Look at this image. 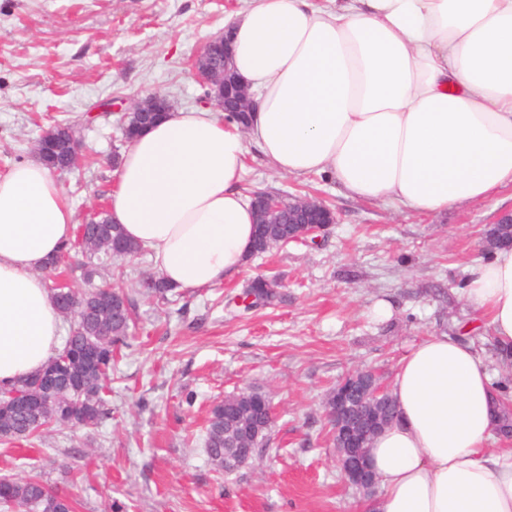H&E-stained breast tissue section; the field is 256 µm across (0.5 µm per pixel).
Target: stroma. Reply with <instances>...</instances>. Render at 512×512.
<instances>
[{"label": "stroma", "mask_w": 512, "mask_h": 512, "mask_svg": "<svg viewBox=\"0 0 512 512\" xmlns=\"http://www.w3.org/2000/svg\"><path fill=\"white\" fill-rule=\"evenodd\" d=\"M242 0H0V174L35 159L43 131L64 121L87 162L59 176L81 224L106 207L128 144L121 118L134 99L167 96L200 108L192 62ZM245 195H309L336 215L323 238L252 257L235 277L181 292L168 305L144 294L146 253L120 286L137 327L112 372L111 413L40 439L0 442V478L40 477L76 512H360L364 497L336 465L324 402L347 373L392 384L423 337L472 323L468 269L485 259L484 229L512 209V189L432 215L346 197L328 174H280L249 147ZM279 296L247 309L257 276ZM392 306L374 317L377 301ZM247 389L269 399L275 422L253 465L227 474L204 447L213 405Z\"/></svg>", "instance_id": "stroma-1"}]
</instances>
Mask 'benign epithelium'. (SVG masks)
Instances as JSON below:
<instances>
[{
	"label": "benign epithelium",
	"mask_w": 512,
	"mask_h": 512,
	"mask_svg": "<svg viewBox=\"0 0 512 512\" xmlns=\"http://www.w3.org/2000/svg\"><path fill=\"white\" fill-rule=\"evenodd\" d=\"M231 64V41L228 35L221 33L211 38L198 55L193 65V75L206 88L205 103L226 114L237 113L236 121L245 130L250 113L257 111V102ZM169 110L168 99L157 93L135 100L129 108L131 112L140 113L139 127L142 130L157 122ZM36 153L55 173L70 172L76 164V150L63 147L55 139L38 144ZM252 202L260 213L288 207L292 212V223L298 225L294 238L296 242L316 240L336 223L333 210L312 198L290 197L285 205L280 196L256 192L252 195ZM358 379L359 372L354 371L348 374V380L336 385L333 393L336 402L330 405L329 413L340 441V448L336 449V463L345 481L359 490L372 493L376 491L377 477L368 462V449L363 447L362 436L368 424L354 415L349 407V402L357 395L362 401L368 399V394L354 389L353 383Z\"/></svg>",
	"instance_id": "1"
}]
</instances>
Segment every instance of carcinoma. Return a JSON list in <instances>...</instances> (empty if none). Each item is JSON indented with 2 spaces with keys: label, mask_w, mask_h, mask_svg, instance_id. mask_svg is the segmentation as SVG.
Wrapping results in <instances>:
<instances>
[{
  "label": "carcinoma",
  "mask_w": 512,
  "mask_h": 512,
  "mask_svg": "<svg viewBox=\"0 0 512 512\" xmlns=\"http://www.w3.org/2000/svg\"><path fill=\"white\" fill-rule=\"evenodd\" d=\"M288 211L280 214L278 224L254 225V244L251 255L255 256L278 245L288 236ZM122 245V253L112 251L114 241ZM80 253L97 263L85 268L84 280L92 283L101 267L112 261L133 257L140 248L125 236L121 225L101 214L98 223L87 225L85 236H74L58 255L44 268L49 272L71 252ZM145 291L164 304L170 303L168 293L174 290L160 277H149L142 282ZM52 296L59 312L72 309L68 317L74 324L61 349L40 370L25 376L9 387H0V401H12L13 412L0 410V438L6 442L31 439L52 427L91 425L98 423L108 413V396L112 393L111 374L114 349L125 343L130 330L135 328L131 303L127 295L114 288L105 292L89 288L83 292L66 286L52 289ZM85 347L101 349V358L95 368H89L76 359ZM242 394L224 398V403L211 410L205 432V448L211 463L224 469V418L235 413V404ZM380 414V427H385L394 417L395 404L386 392L376 406ZM260 429L256 441L240 443L242 448H263L270 440L272 420L263 412L255 416ZM64 498L37 477L23 481L0 479V504L17 512H56L58 502Z\"/></svg>",
  "instance_id": "carcinoma-1"
}]
</instances>
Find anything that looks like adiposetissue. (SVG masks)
Here are the masks:
<instances>
[{"label":"adipose tissue","instance_id":"adipose-tissue-1","mask_svg":"<svg viewBox=\"0 0 512 512\" xmlns=\"http://www.w3.org/2000/svg\"><path fill=\"white\" fill-rule=\"evenodd\" d=\"M226 23L256 95L248 128L172 112L125 151L110 215L180 290L239 274L254 216L248 145L282 174L332 172L353 197L432 214L512 187V0H243ZM35 161L0 175V385L56 353L61 315L40 270L73 232ZM465 303L512 362V249L469 269ZM393 421L372 442L365 512H512V448L493 449L489 364L452 336L398 364Z\"/></svg>","mask_w":512,"mask_h":512}]
</instances>
